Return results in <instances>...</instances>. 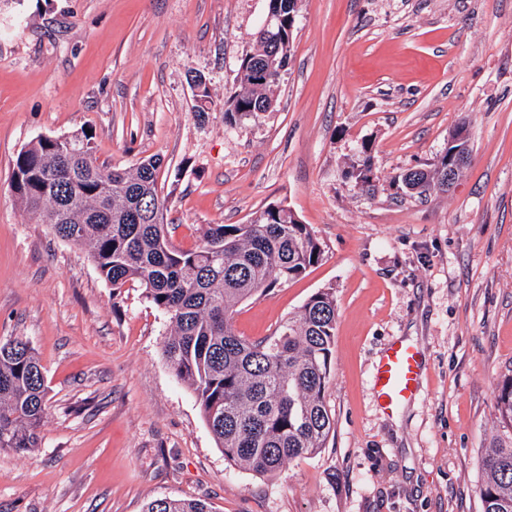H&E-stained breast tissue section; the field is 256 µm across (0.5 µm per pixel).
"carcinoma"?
<instances>
[{
	"mask_svg": "<svg viewBox=\"0 0 512 512\" xmlns=\"http://www.w3.org/2000/svg\"><path fill=\"white\" fill-rule=\"evenodd\" d=\"M288 38L276 26L256 33L260 50ZM282 75L263 83L237 72L224 101V123L255 119L270 110ZM86 132L64 145L41 139L20 151L13 176L15 196L34 218L61 239L85 249L100 275L114 288L138 282L171 325L164 355L176 377L196 394L202 414L224 457L257 474L326 447L333 419L324 402L336 329V299L312 295L298 315L273 335L248 340L232 326L235 308L279 283L301 277L322 260L320 244L290 211L265 208L246 224H209L184 249L171 241L164 224L166 200L158 193L161 160L149 158L132 170L96 163ZM345 176L373 195L378 184L372 145ZM398 181L407 194L448 191V156L429 169ZM505 433L484 450L479 487L482 512H512V377L497 398ZM43 366L28 341L0 342V450L27 453L39 447L46 419ZM145 512H211L198 500L159 498Z\"/></svg>",
	"mask_w": 512,
	"mask_h": 512,
	"instance_id": "1",
	"label": "carcinoma"
}]
</instances>
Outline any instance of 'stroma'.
Segmentation results:
<instances>
[{
	"mask_svg": "<svg viewBox=\"0 0 512 512\" xmlns=\"http://www.w3.org/2000/svg\"><path fill=\"white\" fill-rule=\"evenodd\" d=\"M268 0H0V340L27 339L48 414L34 452L0 450V512H144L164 497L213 512H481L480 456L512 376V0H299L271 111L224 122ZM207 80L199 106L191 73ZM454 188L397 191L458 128ZM92 133L99 165L160 158L175 245L272 203L324 249L241 304L248 339L318 291L336 297L327 445L270 475L231 465L163 357L166 314L113 288L12 191L18 152ZM371 142L379 189L344 172ZM423 353L394 413L373 371L397 340Z\"/></svg>",
	"mask_w": 512,
	"mask_h": 512,
	"instance_id": "obj_1",
	"label": "stroma"
}]
</instances>
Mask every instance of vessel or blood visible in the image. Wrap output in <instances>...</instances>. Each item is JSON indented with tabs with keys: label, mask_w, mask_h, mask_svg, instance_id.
I'll return each instance as SVG.
<instances>
[{
	"label": "vessel or blood",
	"mask_w": 512,
	"mask_h": 512,
	"mask_svg": "<svg viewBox=\"0 0 512 512\" xmlns=\"http://www.w3.org/2000/svg\"><path fill=\"white\" fill-rule=\"evenodd\" d=\"M421 349L408 341H396L385 350L373 373V389L381 407L398 410L421 389Z\"/></svg>",
	"instance_id": "1"
}]
</instances>
